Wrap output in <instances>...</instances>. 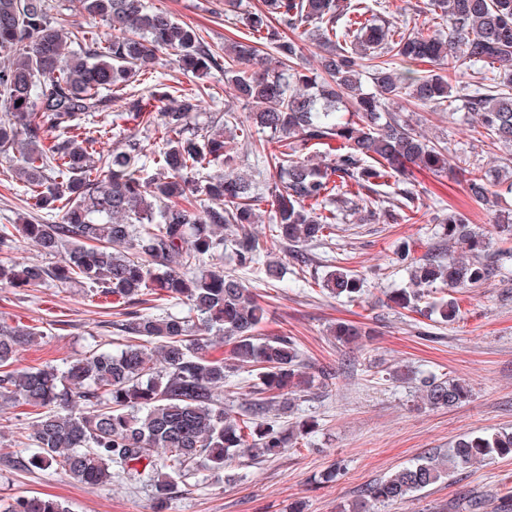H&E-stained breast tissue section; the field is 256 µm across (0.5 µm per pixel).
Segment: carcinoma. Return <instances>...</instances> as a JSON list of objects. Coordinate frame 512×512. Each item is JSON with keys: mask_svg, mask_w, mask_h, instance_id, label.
<instances>
[{"mask_svg": "<svg viewBox=\"0 0 512 512\" xmlns=\"http://www.w3.org/2000/svg\"><path fill=\"white\" fill-rule=\"evenodd\" d=\"M82 12L112 26L105 42L86 41L50 21L49 0H0V154L32 193V209L58 216L56 224L25 216L0 224V256L18 239L49 254L53 265L7 263L0 259V285L39 288L78 285L112 297L120 319L109 322L120 335L115 352L93 350L61 369L10 368L16 348L43 337L34 326L0 320V402L33 416L30 432L16 443L19 464L64 474L96 487L112 479L144 482L162 507L175 487L205 465L226 467L231 454L257 461L278 454L312 432L306 420L285 428L267 417L272 400L292 394L303 354L291 336L255 335L265 310L241 278L224 272L231 244L236 265L260 268L267 280L283 273L279 262H262L268 240L250 231L259 223L262 196L250 175L237 168L238 137L264 135L275 150L258 155L273 164L280 187L272 195L268 224L273 239L303 246L330 238L336 212L353 208L371 220L379 208L377 187L393 183L395 198L382 209L398 224L419 210L414 172L448 169L445 149L430 143L385 101L405 95L421 107L452 108V73L468 62L480 66V85L456 110L476 115L480 135L512 143V0H433L441 27L423 35L385 11L381 0H262L254 10L242 0H224V17L248 34L224 44L219 60L198 30L180 23L145 0H79ZM74 40L79 50L68 49ZM325 48L320 72L303 61V45ZM175 56L178 68L205 77L213 68L236 97L250 107L243 127L224 110L219 135L192 125L200 96L181 94L159 80L125 120L160 133L161 147L147 151L139 139L122 138L123 148L96 155L94 145L114 132L87 126L86 118L109 108L112 98L158 60ZM429 64L419 72L415 66ZM373 90L363 88L364 68ZM21 104H16V101ZM334 151L330 163L302 158L313 146ZM216 165L224 172L211 173ZM468 195L485 202L502 181L473 170L464 179ZM208 205L195 210L198 198ZM454 251L417 259L406 242L395 262L411 271L413 289L395 291L392 301L415 312L456 320L452 300L421 305L425 290L440 281L450 288H475L490 274L481 256L491 242L453 209L440 218ZM235 228L233 238L226 231ZM363 279L338 267L323 286L335 297L354 299ZM180 301L187 315L168 312ZM152 303L156 313L145 311ZM233 344L235 364L209 356V336ZM366 335L340 322L336 341ZM257 374L253 398L240 411L224 409V381L238 368ZM432 409L450 408L470 397L455 379L420 381ZM512 455V431L467 434L449 453L424 456L368 489L370 502H353L348 512H368L369 503L402 501L492 455ZM0 512H69L63 503L20 495L0 502Z\"/></svg>", "mask_w": 512, "mask_h": 512, "instance_id": "carcinoma-1", "label": "carcinoma"}]
</instances>
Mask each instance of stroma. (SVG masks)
Instances as JSON below:
<instances>
[{
	"mask_svg": "<svg viewBox=\"0 0 512 512\" xmlns=\"http://www.w3.org/2000/svg\"><path fill=\"white\" fill-rule=\"evenodd\" d=\"M148 3L199 29L218 53L225 37L236 31L224 20V0ZM153 74L173 80L187 94L208 87L195 115L197 126L210 125L228 106L238 118L247 115L222 70L200 79L159 64ZM387 106L427 139L447 144L456 177L417 173L422 208L414 223L364 224L358 211L338 212L335 237L307 246L305 265L295 262L288 244H273L272 257L285 270L280 281L266 282L257 270L225 262V271L246 280L267 311L259 335L290 336L302 349L304 376L311 384L292 407L277 410L278 421L288 427L312 419L318 426L296 447L264 461H229L227 475L199 470L188 485L178 487L166 512H289L297 502L304 512H339L340 505L364 498L370 484L423 456L448 452L462 435L512 430V272H492L475 288H430V297L457 302L460 315L451 323L389 300L393 291L410 285L408 273L392 261L396 242H409L418 258L442 248L437 218L444 207L456 208L490 238L492 253L484 262L495 263V252L504 243L489 214L512 218V194H502L495 208L487 209L467 195L461 173L480 167L511 174L512 147L479 135L460 112L421 108L403 96ZM27 199L26 187L0 160V224L15 223L21 215L35 217ZM337 266L363 278L356 300L333 297L322 287L324 275ZM113 311L111 300L77 285L28 291L0 285V315L44 333L38 343L17 351L18 369L58 365L94 348L114 350L102 326ZM339 321L359 323L372 335L355 343L337 342L330 327ZM432 374L468 383L470 398L449 409L424 405L420 380ZM22 423L17 408L0 404V498L40 492L57 497L71 512H153L150 489L138 484L92 488L61 475L17 468L14 439ZM335 467L340 470L336 480H327ZM510 492L512 456L494 457L374 512H492Z\"/></svg>",
	"mask_w": 512,
	"mask_h": 512,
	"instance_id": "35a3bbf8",
	"label": "stroma"
}]
</instances>
